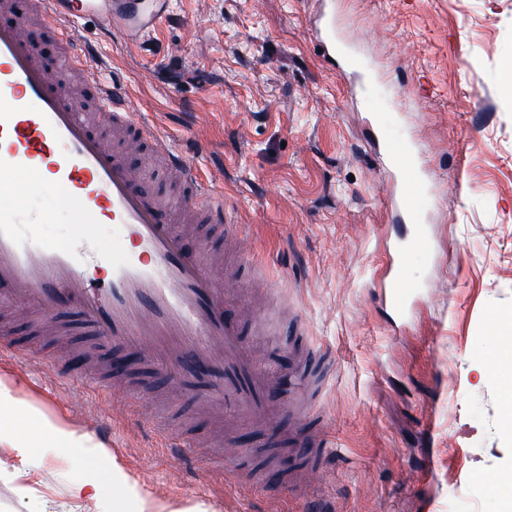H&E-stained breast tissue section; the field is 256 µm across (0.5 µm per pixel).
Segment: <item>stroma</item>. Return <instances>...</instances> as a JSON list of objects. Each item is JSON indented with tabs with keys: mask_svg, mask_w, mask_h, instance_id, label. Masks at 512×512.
<instances>
[{
	"mask_svg": "<svg viewBox=\"0 0 512 512\" xmlns=\"http://www.w3.org/2000/svg\"><path fill=\"white\" fill-rule=\"evenodd\" d=\"M322 0H169L159 28L135 46L87 18L98 50L138 119L198 169L224 215L240 225L251 262L226 268L244 300L226 301L240 339L275 369L282 416L226 428L205 404L212 387L172 383L137 357L130 384L166 422L135 421L111 392V357L68 309L37 328L25 300L9 302L0 381L25 402V445H0V512H501L499 473L512 464V405L498 371L494 316L512 314V101L500 94L512 54V0H332L346 52L366 66L359 98L308 39ZM421 150L430 248L407 275L421 289L408 315L378 295L385 241L406 235L396 186L371 141L370 119ZM23 224L63 246L79 237L52 193L6 196ZM54 221L42 223L44 213ZM277 289L286 321L259 335L251 310ZM37 353L34 363L15 356ZM316 348L329 377L318 403L330 448H294V395L283 355ZM84 432L104 451L44 454L40 424ZM197 441L179 458L165 433ZM242 452L230 472L212 452ZM126 477L109 479L113 463ZM321 478L300 484L302 474ZM266 486L245 487L252 471ZM91 483L92 500L72 487Z\"/></svg>",
	"mask_w": 512,
	"mask_h": 512,
	"instance_id": "35a3bbf8",
	"label": "stroma"
}]
</instances>
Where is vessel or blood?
Wrapping results in <instances>:
<instances>
[{
    "instance_id": "b4317fda",
    "label": "vessel or blood",
    "mask_w": 512,
    "mask_h": 512,
    "mask_svg": "<svg viewBox=\"0 0 512 512\" xmlns=\"http://www.w3.org/2000/svg\"><path fill=\"white\" fill-rule=\"evenodd\" d=\"M43 26L58 34L61 64L73 67L91 61L93 50L77 30L79 20L96 16L116 25L128 41L147 36L160 24L168 0H32ZM323 52L337 50L331 18L311 30ZM115 128H135L152 154L168 167L192 195L170 202L152 196L139 184L136 171L104 140L92 133L83 113L36 57L23 25L0 22V191H11L19 178L28 186L53 188L63 194L75 224L96 220L111 225V256H90L82 247L41 241L38 227L20 229L17 208H0V299L27 298L40 317L67 308L78 309L92 335L108 345L136 348L143 355L173 367L206 364L216 371L214 391L224 418L272 417L269 379L239 339V330L225 315L223 273L188 253L178 225L224 221V204L205 189L197 168L170 143L137 122L125 95L98 77L86 83ZM385 161L394 163L402 205L423 209L426 203L421 170L395 142L384 144ZM413 241L388 248L379 280L389 303L406 309L415 286L403 275ZM104 275L106 287H93L90 276Z\"/></svg>"
}]
</instances>
